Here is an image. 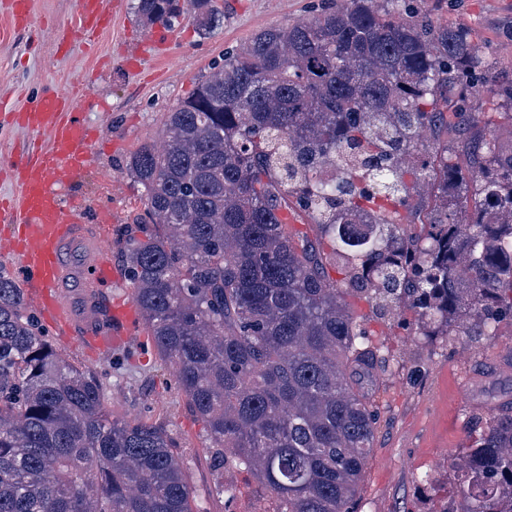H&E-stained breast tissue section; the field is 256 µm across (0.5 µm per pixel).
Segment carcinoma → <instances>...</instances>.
Returning a JSON list of instances; mask_svg holds the SVG:
<instances>
[{"mask_svg": "<svg viewBox=\"0 0 512 512\" xmlns=\"http://www.w3.org/2000/svg\"><path fill=\"white\" fill-rule=\"evenodd\" d=\"M182 11L202 33L221 19L212 0L138 2L151 25ZM485 69L423 0H326L225 53L166 113L161 145L127 162L146 213L121 252L146 341L204 422L214 467L245 473L272 512H358L379 424L363 382L381 349L346 295L383 317L411 311L429 337L464 325L491 341L512 322V150L473 140L470 196L438 141L420 167L398 166L441 123L442 92L469 108ZM491 92L512 120V76ZM426 169L433 207L408 231L399 207ZM286 207L327 234L342 279ZM470 435L431 512H512V408L471 416ZM176 447L164 424L107 410L99 377L57 352L0 269V512H196Z\"/></svg>", "mask_w": 512, "mask_h": 512, "instance_id": "obj_1", "label": "carcinoma"}]
</instances>
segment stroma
Here are the masks:
<instances>
[{
  "instance_id": "1",
  "label": "stroma",
  "mask_w": 512,
  "mask_h": 512,
  "mask_svg": "<svg viewBox=\"0 0 512 512\" xmlns=\"http://www.w3.org/2000/svg\"><path fill=\"white\" fill-rule=\"evenodd\" d=\"M79 2L28 0L24 24L0 4V200L19 197L18 165L50 143L48 132L29 130L21 112L45 96L80 89V119L93 135V160L61 183V202L78 205L87 223L107 224L118 267L116 230L137 224L145 210L144 189L127 171L130 156L144 144L161 143L166 112L192 95L225 52L263 29L311 16L321 0H215L224 16L206 33L186 15L169 27L150 26L137 11L138 0H104L109 25L92 41L69 42L65 35L78 23ZM425 6L435 25L467 32L487 61L484 79L470 93L476 116L453 114L449 147L478 134L507 136L512 120L499 117L491 89L501 71L512 72V6L505 0H425ZM346 301L386 358L374 382L380 426L358 512H429L435 492L422 475L447 478L454 455L470 443V416L512 403V326L502 325L491 341L462 331L430 341L414 320L380 317L360 295ZM41 325L70 363L100 377L113 415L149 417L167 426L179 443L197 512H225L230 496L242 512L256 507V489L246 474L227 476L213 468L204 423L175 385L173 366L144 344L142 334L91 358L58 336L49 320ZM415 363L421 373L408 378Z\"/></svg>"
}]
</instances>
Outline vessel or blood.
Returning <instances> with one entry per match:
<instances>
[{
	"label": "vessel or blood",
	"instance_id": "b4317fda",
	"mask_svg": "<svg viewBox=\"0 0 512 512\" xmlns=\"http://www.w3.org/2000/svg\"><path fill=\"white\" fill-rule=\"evenodd\" d=\"M106 16L103 0H81L75 37L91 38ZM72 95L46 97L25 112L26 125L50 134L20 174L18 204L0 205V223L13 225L28 297L64 340L91 356L125 341L136 316L131 304L108 300L98 287L112 271L105 227L85 223L61 206L55 184L92 160L90 135Z\"/></svg>",
	"mask_w": 512,
	"mask_h": 512
}]
</instances>
